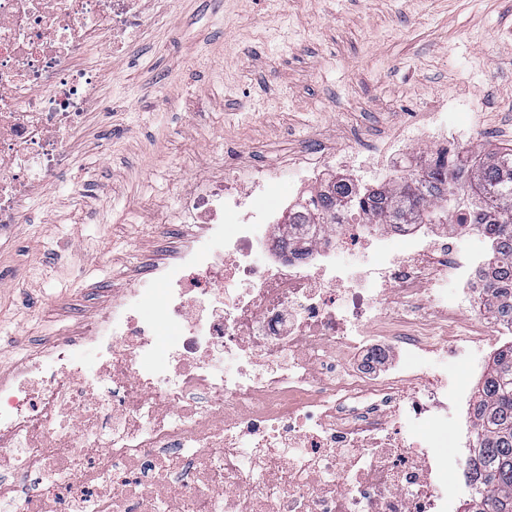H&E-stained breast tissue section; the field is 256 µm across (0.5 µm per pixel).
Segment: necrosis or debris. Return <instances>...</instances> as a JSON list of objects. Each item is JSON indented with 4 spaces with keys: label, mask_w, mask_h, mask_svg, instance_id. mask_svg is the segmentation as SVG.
<instances>
[{
    "label": "necrosis or debris",
    "mask_w": 512,
    "mask_h": 512,
    "mask_svg": "<svg viewBox=\"0 0 512 512\" xmlns=\"http://www.w3.org/2000/svg\"><path fill=\"white\" fill-rule=\"evenodd\" d=\"M151 0H0V235L107 111L92 49L121 51ZM451 95L402 129L400 170L461 158L479 132ZM374 152L198 175L175 220L189 243L117 289L80 344L0 377V502L18 512H447L461 410L436 370L470 368L488 240L448 224L354 218L291 242L292 218ZM168 332L158 345L160 332ZM53 488L18 498L31 476Z\"/></svg>",
    "instance_id": "4bbe7bcc"
}]
</instances>
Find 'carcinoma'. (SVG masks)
I'll return each instance as SVG.
<instances>
[{
  "label": "carcinoma",
  "instance_id": "cac0c4a2",
  "mask_svg": "<svg viewBox=\"0 0 512 512\" xmlns=\"http://www.w3.org/2000/svg\"><path fill=\"white\" fill-rule=\"evenodd\" d=\"M470 159L354 191L339 179L319 194L315 224H337L336 208L351 196L365 224H445L469 211L474 228L492 241L485 268L490 288L480 305L492 317L512 323V147L484 153L468 149ZM474 427L465 463L478 493L461 512H512V342L488 360L471 395Z\"/></svg>",
  "mask_w": 512,
  "mask_h": 512
}]
</instances>
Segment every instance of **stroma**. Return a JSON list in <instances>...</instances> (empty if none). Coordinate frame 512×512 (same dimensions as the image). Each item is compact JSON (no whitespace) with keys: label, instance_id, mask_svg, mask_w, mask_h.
<instances>
[{"label":"stroma","instance_id":"stroma-1","mask_svg":"<svg viewBox=\"0 0 512 512\" xmlns=\"http://www.w3.org/2000/svg\"><path fill=\"white\" fill-rule=\"evenodd\" d=\"M159 22L103 77L66 167L0 247V373L77 339L152 262L182 248L169 224L225 146L277 165L382 142L410 107L458 93L491 152L512 143V0H155Z\"/></svg>","mask_w":512,"mask_h":512}]
</instances>
